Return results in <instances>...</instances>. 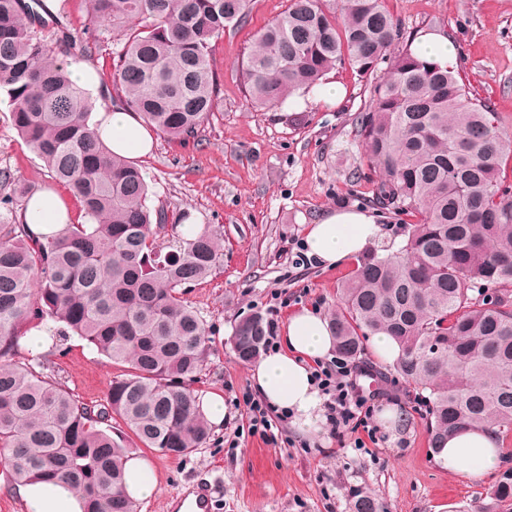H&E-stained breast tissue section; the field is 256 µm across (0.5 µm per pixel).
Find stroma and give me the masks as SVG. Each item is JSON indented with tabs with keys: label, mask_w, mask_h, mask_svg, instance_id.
<instances>
[{
	"label": "stroma",
	"mask_w": 512,
	"mask_h": 512,
	"mask_svg": "<svg viewBox=\"0 0 512 512\" xmlns=\"http://www.w3.org/2000/svg\"><path fill=\"white\" fill-rule=\"evenodd\" d=\"M286 0H251L247 22L225 29L215 42L218 97L214 114L195 138L184 142L156 137L140 162L150 206L168 217L219 226L224 235V267L185 296L202 314L210 340L209 363L200 394L217 392L226 400L222 426L192 454L175 459L143 447L126 435L130 452L151 460L157 489L139 512H171L185 487L218 485L214 512H353L355 495L373 494L386 512H461L485 499L490 475L451 474L429 451L428 419L411 406L416 389L397 377L392 365L365 340L356 361V382L393 389L379 410L398 411L401 422L379 420L386 448H358L353 438L337 442L328 429L307 434L286 419H274L276 442L248 432L236 398L254 393L248 366L231 351L238 321L254 312L285 324L301 309L331 315L337 290L355 267L320 266L308 254V225L336 210H366L380 235L374 246L395 251L406 239L402 218L369 201L370 184L350 193L360 173L357 116L369 102L376 75L331 71L327 78L346 90L337 105L297 107L293 102L266 109L252 107L241 76L254 33L276 18ZM406 31H445L456 46L466 83L499 114V129L512 136V0H388ZM86 0H57L53 16L74 42L93 41L97 50L84 63L95 68L102 91L112 89V54L120 47L110 23L86 20ZM7 98L0 95V171L50 185L43 163L13 127ZM57 359L61 382L88 402H105L115 369L87 341L62 343Z\"/></svg>",
	"instance_id": "stroma-1"
}]
</instances>
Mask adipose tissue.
Instances as JSON below:
<instances>
[{
	"mask_svg": "<svg viewBox=\"0 0 512 512\" xmlns=\"http://www.w3.org/2000/svg\"><path fill=\"white\" fill-rule=\"evenodd\" d=\"M93 124L101 140L115 155L134 161L149 155L153 138L147 127L129 111L102 107ZM27 224L37 232L62 229L71 220L65 201L55 193L40 192L25 206ZM379 232L374 216L363 211L339 210L310 225L306 245L312 257L325 266L363 252ZM336 340L328 320L310 310L292 314L278 350L262 355L252 368L255 387L268 404L284 412L298 430L314 433L324 420L323 397L311 378L313 361L330 358ZM499 440L483 428H467L444 442L438 461L449 471L474 476L493 470L498 462ZM26 512H83L77 491L67 485L31 478L14 486Z\"/></svg>",
	"mask_w": 512,
	"mask_h": 512,
	"instance_id": "ef3b65f1",
	"label": "adipose tissue"
}]
</instances>
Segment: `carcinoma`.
<instances>
[{
  "label": "carcinoma",
  "mask_w": 512,
  "mask_h": 512,
  "mask_svg": "<svg viewBox=\"0 0 512 512\" xmlns=\"http://www.w3.org/2000/svg\"><path fill=\"white\" fill-rule=\"evenodd\" d=\"M91 22L122 33L115 99L157 134L195 137L213 114L212 41L245 22L250 0H86ZM43 0H0V93L19 135L51 178L79 199L82 220L52 234L18 221L37 189L14 185L0 211V450L18 484L34 477L81 492L84 512H138L123 492L122 422L146 448L175 457L206 443L198 376L209 356L201 315L183 297L224 265L222 234L187 238L148 205L141 171L112 154L90 124L93 102L36 36ZM410 37L385 0H287L254 35L242 68L251 102L274 107L344 64L362 74ZM361 159L378 173L373 200L415 218L405 244L359 256L331 316L336 354L354 359L370 335L398 345L397 373L426 393L433 453L453 432L512 435V139L459 67L394 57L357 117ZM173 229L166 248L159 238ZM53 322L120 368L107 401L89 405L29 358L19 340ZM267 335L255 312L232 349L254 361ZM489 498L461 512H512V466ZM354 512H385L359 494Z\"/></svg>",
  "instance_id": "cac0c4a2"
}]
</instances>
